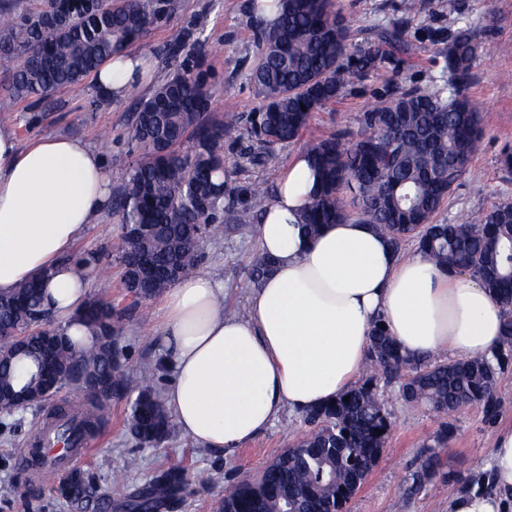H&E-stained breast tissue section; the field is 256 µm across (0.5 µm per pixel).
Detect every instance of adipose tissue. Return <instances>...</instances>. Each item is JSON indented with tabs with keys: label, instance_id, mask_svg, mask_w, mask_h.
<instances>
[{
	"label": "adipose tissue",
	"instance_id": "adipose-tissue-1",
	"mask_svg": "<svg viewBox=\"0 0 512 512\" xmlns=\"http://www.w3.org/2000/svg\"><path fill=\"white\" fill-rule=\"evenodd\" d=\"M152 60L122 52L95 72L97 91L121 100L145 88ZM110 174L84 139L48 136L22 143L0 124V294L48 273L46 304L72 319L88 300L84 274L64 257L110 197ZM317 188L304 155L283 169L262 210L260 249L274 269L247 298L224 309V284L196 273L164 295L159 336L174 380L165 403L179 430L216 452H234L286 410L305 412L345 392L366 365L382 325L409 356L489 354L502 339L501 308L483 283L421 253L401 255L358 218L305 236L296 216ZM493 489L454 496L448 512H512V426L493 438Z\"/></svg>",
	"mask_w": 512,
	"mask_h": 512
}]
</instances>
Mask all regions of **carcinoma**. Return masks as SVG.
<instances>
[{
	"instance_id": "cac0c4a2",
	"label": "carcinoma",
	"mask_w": 512,
	"mask_h": 512,
	"mask_svg": "<svg viewBox=\"0 0 512 512\" xmlns=\"http://www.w3.org/2000/svg\"><path fill=\"white\" fill-rule=\"evenodd\" d=\"M256 26L257 54L249 80L261 105L247 115L248 135L259 151L252 164L264 163L276 146L294 142L312 112L341 94L344 59L369 72L380 61L369 45L349 53V32L330 0H250ZM162 18L160 0H41L20 13L0 9V57L17 58L10 91L17 98H40L81 83L100 64L135 43ZM479 43L467 28L448 39L447 68L458 83L467 80L479 57ZM209 41L140 100L130 130L140 158L127 172L112 206L121 224H145L135 242L122 240L118 255L125 286L138 300L152 299L169 288L170 271L189 276L199 267L200 234L246 221L244 211L225 203L231 194L224 160V138L237 127L238 114L208 117L213 84L206 57ZM484 117L460 96L445 103L435 93L407 89L360 116V130L341 131L302 148L316 168L322 188L298 223L306 232L322 224L358 217L385 233L399 248L412 239L417 249L450 270H468L483 282L502 309L504 336L491 355L465 360L409 359L396 341L377 325L371 336V375L336 398L305 414L307 430L260 473L238 483L222 502V512H343L350 493L361 487L377 464L391 429L379 384L398 385L399 397L413 407L425 406L448 417L459 409L494 406L499 373L512 355V204L499 203L477 220L435 221L452 187L477 150ZM190 151H179L186 135ZM273 267L258 251L250 262V278L258 285ZM40 278L0 296V355L8 357L12 339L28 344V364L37 367L42 335L62 333L64 326L44 319ZM120 313L112 303L89 302L81 322L96 335L90 343L67 341L53 360L54 378L62 388L74 377L93 383L76 400L54 408L53 427L69 448H83L100 434L99 412L114 399L130 400L129 434L140 444H164L172 419L153 379L133 378L112 363V351L97 341L117 333ZM440 454L421 452L419 482L431 480ZM186 457H168L134 495L126 512H158L181 506L190 494ZM79 481L65 491L58 479L52 491L76 512L101 508L105 499L74 468Z\"/></svg>"
}]
</instances>
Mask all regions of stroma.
Wrapping results in <instances>:
<instances>
[{
    "label": "stroma",
    "instance_id": "1",
    "mask_svg": "<svg viewBox=\"0 0 512 512\" xmlns=\"http://www.w3.org/2000/svg\"><path fill=\"white\" fill-rule=\"evenodd\" d=\"M414 13L403 10V0H333V8L345 20L351 49L378 44L383 58L376 69L362 74L344 73V87L336 102L313 112L299 141L277 146L260 166L245 156L254 147L245 128L224 139V157L235 189L234 203L244 209L245 224L227 226L219 234L199 242L203 254L201 272L224 283V306L241 314L252 281L249 265L258 251L257 226L263 198L247 195L251 183L264 181L276 190L278 174L303 145L337 131H354L362 112L398 91L421 89L443 100L464 95L480 112L490 114L482 138L465 174L453 186L436 216L440 222H456L482 215L494 204L512 201V171L498 158L512 148V0H417ZM249 0H167L166 14L134 43L137 51L149 52L157 61V81L173 72L170 54L193 51L195 30L210 41L221 42L219 52L208 55L213 74L212 115L225 111L248 115L259 105L249 81L256 56L254 26ZM402 31L401 41L390 40L393 28ZM469 28L481 43V53L464 86L448 77L445 53L448 36ZM14 59H0V123L19 128L22 140L40 136H79L105 157L112 175V191L120 193L126 173L139 156L129 139L135 117V99L113 102L111 108H95L97 91L91 81L56 90L41 99H21L8 90L17 68ZM122 224L116 211H108L89 225L73 248L74 254L93 253L100 259V274L89 285V295L111 302L122 314L119 337L121 362L131 373L145 369L153 374L158 390L173 378L166 362V348L159 338L161 298L134 302L125 288L123 270L116 260ZM380 394L391 414L393 428L380 459L366 482L348 502L345 512H448V500L463 486L478 487L486 475L496 429L512 423V364L500 373L494 413L483 406L464 408L454 418L453 435L441 448V466L432 480L417 486L420 450L433 444L442 424L440 416L411 408L400 399L393 384L381 386ZM128 401L110 403L104 412L105 427L90 441V455L82 466L94 473L108 508L124 512L126 497L142 486L165 456H186L196 476L193 492L180 512H221L225 492L246 476L255 475L284 448L294 444L305 429L301 414L283 412L261 434L230 454H218L196 445L179 430H172L162 447L139 445L126 431ZM45 417L42 408H30L0 417V512H69L54 492L29 499L25 484L29 472L20 461L26 440ZM139 465L126 485L110 483L114 471L124 469L129 458Z\"/></svg>",
    "mask_w": 512,
    "mask_h": 512
}]
</instances>
